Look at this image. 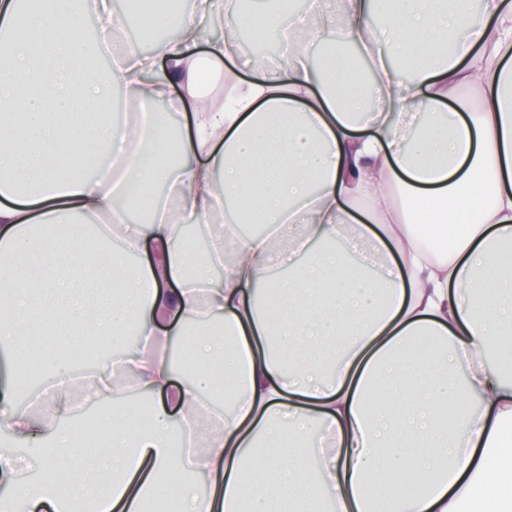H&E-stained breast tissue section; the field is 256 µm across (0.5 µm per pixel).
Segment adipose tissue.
<instances>
[{"instance_id": "ef3b65f1", "label": "adipose tissue", "mask_w": 512, "mask_h": 512, "mask_svg": "<svg viewBox=\"0 0 512 512\" xmlns=\"http://www.w3.org/2000/svg\"><path fill=\"white\" fill-rule=\"evenodd\" d=\"M21 2L0 0V439L19 446L0 454V512H146L169 484L177 512H512V0L314 7L287 62L249 63L224 108L200 87L233 51L195 46L239 7L193 0L177 41L76 90L87 0H41L19 32ZM332 35L370 53L374 108L343 61L302 54ZM116 81L151 134L99 120ZM176 86L178 127L154 109ZM134 141L120 179L57 167ZM131 195L148 221L119 206ZM185 220L204 258L181 251ZM53 224L68 235L37 236ZM132 321L138 345L83 383L112 401L88 466L69 338ZM32 335L52 345L25 411Z\"/></svg>"}]
</instances>
